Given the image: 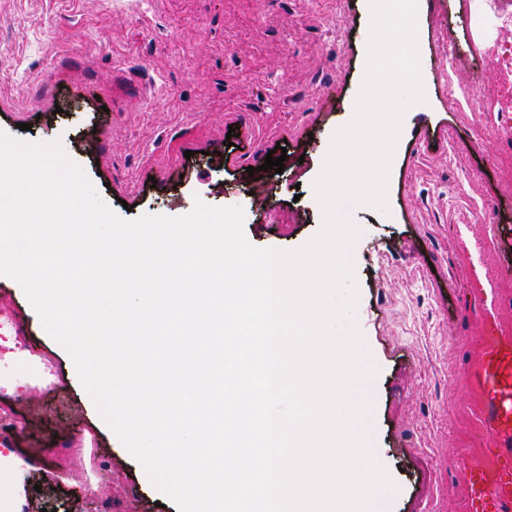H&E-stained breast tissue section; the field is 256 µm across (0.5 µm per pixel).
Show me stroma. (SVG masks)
Wrapping results in <instances>:
<instances>
[{
    "label": "stroma",
    "instance_id": "stroma-1",
    "mask_svg": "<svg viewBox=\"0 0 512 512\" xmlns=\"http://www.w3.org/2000/svg\"><path fill=\"white\" fill-rule=\"evenodd\" d=\"M500 0H418L424 104L406 113L388 212L350 215L357 324L378 374L367 387L375 456L397 489L387 512H470L467 465L495 439L486 351L512 338V50ZM369 36L366 0H0V132L60 141L121 218L180 216L195 200L240 206L259 248L292 250L319 230L313 182L352 118ZM284 169L262 171L277 143ZM263 187L275 208L252 197ZM0 308V416L22 431L18 474L37 512H178L73 379L20 285ZM50 356L58 386L31 395ZM96 438L89 466L76 442Z\"/></svg>",
    "mask_w": 512,
    "mask_h": 512
}]
</instances>
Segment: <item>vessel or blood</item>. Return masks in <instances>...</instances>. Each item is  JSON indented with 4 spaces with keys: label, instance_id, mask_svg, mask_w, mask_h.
<instances>
[{
    "label": "vessel or blood",
    "instance_id": "vessel-or-blood-1",
    "mask_svg": "<svg viewBox=\"0 0 512 512\" xmlns=\"http://www.w3.org/2000/svg\"><path fill=\"white\" fill-rule=\"evenodd\" d=\"M485 374L491 387V423L497 451L494 479H486L479 465L468 468L474 512H512V342L497 343L487 354Z\"/></svg>",
    "mask_w": 512,
    "mask_h": 512
}]
</instances>
